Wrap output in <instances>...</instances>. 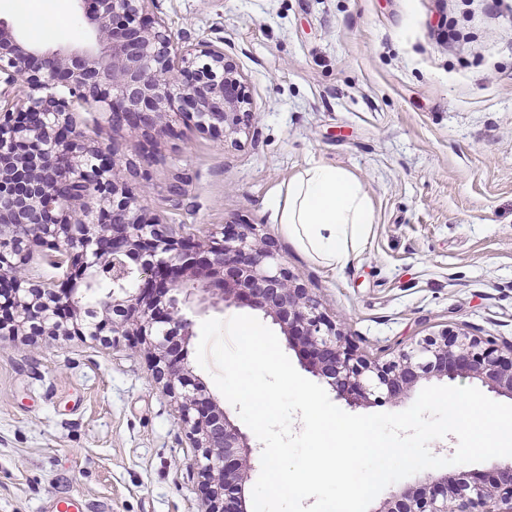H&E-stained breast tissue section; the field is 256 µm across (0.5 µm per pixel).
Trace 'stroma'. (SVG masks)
Masks as SVG:
<instances>
[{
  "label": "stroma",
  "mask_w": 512,
  "mask_h": 512,
  "mask_svg": "<svg viewBox=\"0 0 512 512\" xmlns=\"http://www.w3.org/2000/svg\"><path fill=\"white\" fill-rule=\"evenodd\" d=\"M152 14L176 44L223 45L252 117L232 143L181 122L148 140L85 113L149 216L200 237L260 225L337 328L380 360L446 328L512 340V0H158ZM0 17L39 44L88 30L77 0H0ZM314 163L356 177L375 215L335 274L270 220V201ZM250 312L191 313L183 343L186 368L233 418L196 351L202 321ZM198 456L144 346L0 337V512L72 497L83 512H204Z\"/></svg>",
  "instance_id": "obj_1"
}]
</instances>
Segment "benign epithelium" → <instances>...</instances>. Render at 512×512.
Returning <instances> with one entry per match:
<instances>
[{
  "label": "benign epithelium",
  "mask_w": 512,
  "mask_h": 512,
  "mask_svg": "<svg viewBox=\"0 0 512 512\" xmlns=\"http://www.w3.org/2000/svg\"><path fill=\"white\" fill-rule=\"evenodd\" d=\"M94 40L45 46L0 17V335L25 328L114 342L131 336L152 351L156 379L179 406L198 460L205 512H246L252 445L184 365L192 303H243L280 326L305 368L340 396L399 402L420 381L466 375L512 399V356L495 342L445 330L372 360L319 310L255 224L197 240L149 219L119 177L112 146H95L82 108L112 129L148 137L187 114L213 136L233 139L249 117L234 61L210 43L178 49L164 21L144 16L156 0H81ZM95 194L98 210L85 199ZM51 247L65 268L58 284H34L26 265ZM106 280L93 305L86 292ZM377 512H512V463L493 473L427 476Z\"/></svg>",
  "instance_id": "benign-epithelium-1"
}]
</instances>
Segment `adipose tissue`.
<instances>
[{
    "mask_svg": "<svg viewBox=\"0 0 512 512\" xmlns=\"http://www.w3.org/2000/svg\"><path fill=\"white\" fill-rule=\"evenodd\" d=\"M271 218L297 250L331 272L350 262L374 222L359 181L322 163L310 165L289 181L284 198L271 204Z\"/></svg>",
    "mask_w": 512,
    "mask_h": 512,
    "instance_id": "ef3b65f1",
    "label": "adipose tissue"
}]
</instances>
